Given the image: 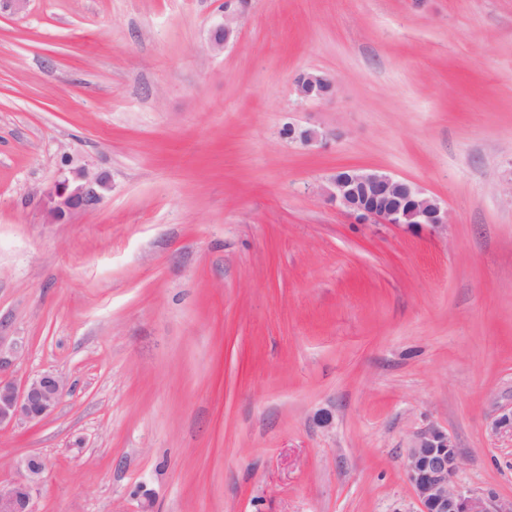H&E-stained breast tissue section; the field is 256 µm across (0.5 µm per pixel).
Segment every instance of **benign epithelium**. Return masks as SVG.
I'll return each mask as SVG.
<instances>
[{
	"label": "benign epithelium",
	"instance_id": "7a95c632",
	"mask_svg": "<svg viewBox=\"0 0 512 512\" xmlns=\"http://www.w3.org/2000/svg\"><path fill=\"white\" fill-rule=\"evenodd\" d=\"M235 13L225 12L224 23L214 28L211 48L221 52L235 38ZM339 82L329 75L308 71L296 78L295 91L303 102L336 96ZM324 135L313 127L288 125V139L305 148L317 145ZM111 189L108 173L81 169L63 176L47 192L48 216L53 223L66 221L77 211L97 208ZM326 194L357 224H394L448 228V209L415 183L377 169H345L329 180ZM15 359L0 353V426L18 421L38 423L56 408L66 390L65 380L43 373L22 385L4 379ZM462 459L453 438L442 429L428 428L408 447L406 479L419 503L418 512H512V499L488 489L475 493L460 484L456 475ZM19 479L0 484V512H35L33 494L46 468L45 461L30 455L17 463Z\"/></svg>",
	"mask_w": 512,
	"mask_h": 512
}]
</instances>
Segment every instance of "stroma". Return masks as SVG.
Wrapping results in <instances>:
<instances>
[{
    "mask_svg": "<svg viewBox=\"0 0 512 512\" xmlns=\"http://www.w3.org/2000/svg\"><path fill=\"white\" fill-rule=\"evenodd\" d=\"M29 0L0 14V347L68 389L0 427L36 512H417L415 435L512 497V0ZM336 77L302 102L295 79ZM317 128L313 148L288 124ZM107 172L50 223L62 172ZM376 168L440 233L321 188ZM224 23L218 25L212 31L210 36L211 48L216 52H221L224 47L235 38L236 27L234 26L235 12H229L227 5L224 7ZM338 90V80L320 72L308 71L296 78L295 91L303 102L335 97ZM357 224H394L439 232L448 228V209L415 183L377 169L336 171L326 187Z\"/></svg>",
    "mask_w": 512,
    "mask_h": 512,
    "instance_id": "obj_1",
    "label": "stroma"
}]
</instances>
